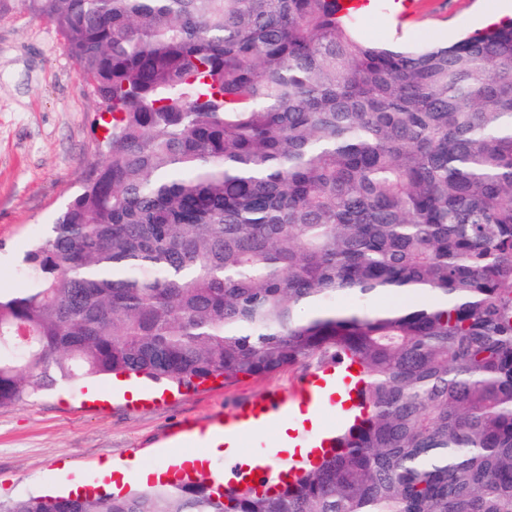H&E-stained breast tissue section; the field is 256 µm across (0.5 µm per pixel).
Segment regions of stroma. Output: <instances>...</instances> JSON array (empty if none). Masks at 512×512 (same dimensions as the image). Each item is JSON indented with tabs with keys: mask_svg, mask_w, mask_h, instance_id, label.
<instances>
[{
	"mask_svg": "<svg viewBox=\"0 0 512 512\" xmlns=\"http://www.w3.org/2000/svg\"><path fill=\"white\" fill-rule=\"evenodd\" d=\"M503 0H414L413 16L397 25L371 8L359 19L361 40L409 48L446 42L482 28ZM97 110L88 87L64 51L57 30L17 9L0 18V290L23 285L22 255L47 236L56 213L99 161ZM302 366L238 381L207 382L166 391L134 409L123 397L103 400L63 384L0 406V502L37 493L101 486L105 463L158 469L175 456L167 441L187 418L223 419L239 404L290 392Z\"/></svg>",
	"mask_w": 512,
	"mask_h": 512,
	"instance_id": "stroma-1",
	"label": "stroma"
}]
</instances>
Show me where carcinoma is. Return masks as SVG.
<instances>
[{"mask_svg": "<svg viewBox=\"0 0 512 512\" xmlns=\"http://www.w3.org/2000/svg\"><path fill=\"white\" fill-rule=\"evenodd\" d=\"M109 134L0 294V406L346 359L360 414L290 479L0 512H512V21L395 51L338 0H0Z\"/></svg>", "mask_w": 512, "mask_h": 512, "instance_id": "1", "label": "carcinoma"}]
</instances>
